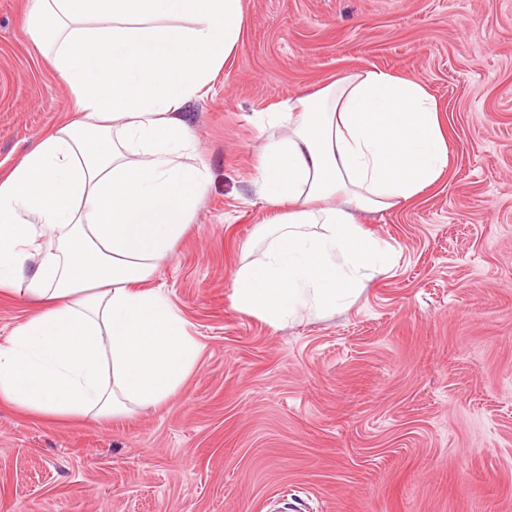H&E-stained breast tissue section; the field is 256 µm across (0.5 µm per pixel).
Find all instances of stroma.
<instances>
[{"mask_svg":"<svg viewBox=\"0 0 512 512\" xmlns=\"http://www.w3.org/2000/svg\"><path fill=\"white\" fill-rule=\"evenodd\" d=\"M0 0V167L67 118L70 87ZM242 39L180 114L208 182L150 280L203 351L119 419L0 403V512H512V0H243ZM369 68L441 108L447 172L359 216L390 265L346 307L282 327L237 310L275 212L258 123Z\"/></svg>","mask_w":512,"mask_h":512,"instance_id":"1","label":"stroma"}]
</instances>
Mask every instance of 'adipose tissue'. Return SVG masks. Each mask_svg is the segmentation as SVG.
Masks as SVG:
<instances>
[{"label": "adipose tissue", "mask_w": 512, "mask_h": 512, "mask_svg": "<svg viewBox=\"0 0 512 512\" xmlns=\"http://www.w3.org/2000/svg\"><path fill=\"white\" fill-rule=\"evenodd\" d=\"M243 0H33L28 31L75 115L0 169V294L36 309L0 341V402L49 421L112 418L179 389L202 346L148 281L204 191L180 118L237 49ZM259 148L268 246L234 274L237 309L278 326L356 298L389 251L356 215L413 201L448 168L424 81L376 68L271 112ZM94 130L111 148L92 152ZM346 195V205L335 202Z\"/></svg>", "instance_id": "obj_1"}]
</instances>
